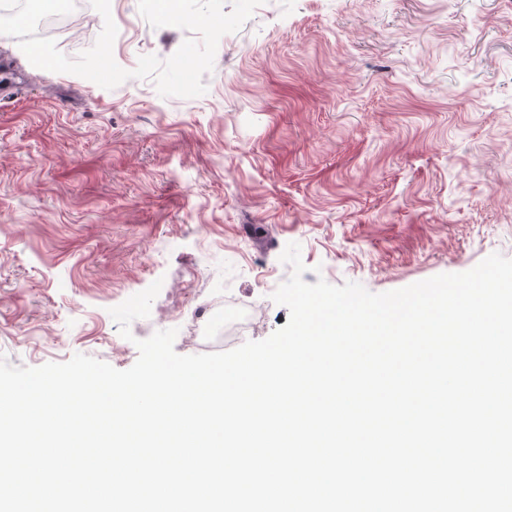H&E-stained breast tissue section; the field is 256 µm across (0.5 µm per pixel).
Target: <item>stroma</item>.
I'll list each match as a JSON object with an SVG mask.
<instances>
[{"instance_id": "stroma-1", "label": "stroma", "mask_w": 512, "mask_h": 512, "mask_svg": "<svg viewBox=\"0 0 512 512\" xmlns=\"http://www.w3.org/2000/svg\"><path fill=\"white\" fill-rule=\"evenodd\" d=\"M53 38L89 49L103 18ZM117 64L183 29L113 0ZM204 95L106 90L0 35V355L116 369L203 299L260 305L300 244L306 283L381 293L512 258V0H265L220 39ZM124 339L109 314L154 281Z\"/></svg>"}]
</instances>
